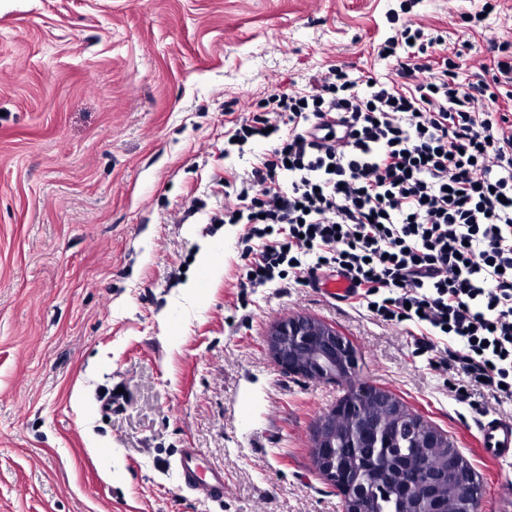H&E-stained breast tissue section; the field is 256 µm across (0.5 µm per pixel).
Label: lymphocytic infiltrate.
<instances>
[{
    "instance_id": "lymphocytic-infiltrate-1",
    "label": "lymphocytic infiltrate",
    "mask_w": 512,
    "mask_h": 512,
    "mask_svg": "<svg viewBox=\"0 0 512 512\" xmlns=\"http://www.w3.org/2000/svg\"><path fill=\"white\" fill-rule=\"evenodd\" d=\"M442 36L406 25L378 50L411 47L415 69ZM491 79L464 90L449 48L426 82L336 68L275 89L241 118L239 142L274 138L232 172L224 221L247 225L245 288L344 276L345 300L406 322L447 357L465 395L512 402V42Z\"/></svg>"
}]
</instances>
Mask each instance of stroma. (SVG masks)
I'll return each instance as SVG.
<instances>
[{"label":"stroma","instance_id":"obj_1","mask_svg":"<svg viewBox=\"0 0 512 512\" xmlns=\"http://www.w3.org/2000/svg\"><path fill=\"white\" fill-rule=\"evenodd\" d=\"M0 0V512H343L315 419L346 386L281 370L266 336L303 314L347 336L360 379L448 435L512 512V462L407 324L321 289L242 287V224H215L234 120L337 66L402 82L376 49L418 20L479 80L512 41V0ZM224 474L209 500L182 449ZM200 454L195 448L183 449L180 456V475L185 486L193 488L197 474V460Z\"/></svg>","mask_w":512,"mask_h":512}]
</instances>
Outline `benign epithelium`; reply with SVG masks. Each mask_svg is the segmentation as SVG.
I'll list each match as a JSON object with an SVG mask.
<instances>
[{
	"label": "benign epithelium",
	"instance_id": "7a95c632",
	"mask_svg": "<svg viewBox=\"0 0 512 512\" xmlns=\"http://www.w3.org/2000/svg\"><path fill=\"white\" fill-rule=\"evenodd\" d=\"M266 343L275 363L307 380L353 379L358 354L353 342L335 327L294 315L271 328ZM409 431L421 449L401 459L405 472L401 512H479L481 486L467 460L447 436L428 424L390 391L366 381L355 382L331 411L315 422L312 450L319 473L340 493L343 512H372V504L395 494L394 487L370 478L367 451L400 459L394 440ZM346 438V455L336 453L337 436Z\"/></svg>",
	"mask_w": 512,
	"mask_h": 512
}]
</instances>
